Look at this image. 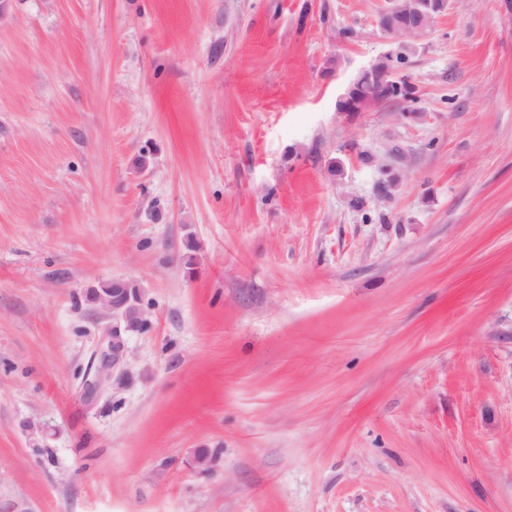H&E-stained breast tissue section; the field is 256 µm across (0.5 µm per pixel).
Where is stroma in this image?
<instances>
[{
	"label": "stroma",
	"instance_id": "stroma-1",
	"mask_svg": "<svg viewBox=\"0 0 512 512\" xmlns=\"http://www.w3.org/2000/svg\"><path fill=\"white\" fill-rule=\"evenodd\" d=\"M386 5L9 0L0 512H512V0ZM382 56L411 111L338 113ZM390 6L378 18L381 30L393 39L423 36L429 27L431 10L436 11L446 1L388 0ZM126 284V281L117 280L114 281L113 288L91 286L85 291L90 307L112 317V326L105 329V337L96 353L94 374L85 382L88 398H94L110 380L111 375L125 364L128 332L143 328L147 324L140 287L127 288Z\"/></svg>",
	"mask_w": 512,
	"mask_h": 512
}]
</instances>
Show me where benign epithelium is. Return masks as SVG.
Returning <instances> with one entry per match:
<instances>
[{
    "label": "benign epithelium",
    "mask_w": 512,
    "mask_h": 512,
    "mask_svg": "<svg viewBox=\"0 0 512 512\" xmlns=\"http://www.w3.org/2000/svg\"><path fill=\"white\" fill-rule=\"evenodd\" d=\"M390 6L378 18L381 30L393 39L418 38L429 29L430 12L443 5L441 0H389ZM373 75L386 86L396 82L390 58L379 57L359 71ZM87 304L98 312L112 317V326L105 329L104 338L96 353L95 371L85 382L86 395L93 398L107 384L111 375L126 362V336L147 324L146 309L140 289L129 288L123 280L111 288L91 286L85 291Z\"/></svg>",
    "instance_id": "obj_1"
}]
</instances>
